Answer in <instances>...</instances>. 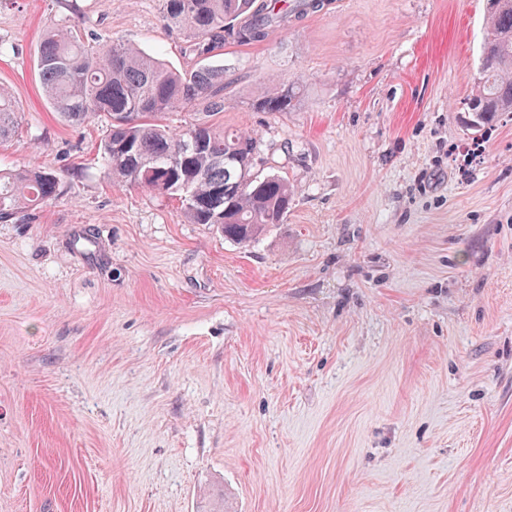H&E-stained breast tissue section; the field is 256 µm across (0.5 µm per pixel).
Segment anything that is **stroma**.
<instances>
[{
  "label": "stroma",
  "mask_w": 512,
  "mask_h": 512,
  "mask_svg": "<svg viewBox=\"0 0 512 512\" xmlns=\"http://www.w3.org/2000/svg\"><path fill=\"white\" fill-rule=\"evenodd\" d=\"M484 0H323L225 41L218 124L297 189L250 246L113 184L46 33L195 61L162 0H0V512H512V112L482 136ZM301 85L288 112L251 103ZM18 114L11 96L0 89V142L15 134L18 128ZM58 190L59 178L50 172H0V220L53 199Z\"/></svg>",
  "instance_id": "35a3bbf8"
}]
</instances>
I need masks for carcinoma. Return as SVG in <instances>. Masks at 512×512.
<instances>
[{
  "mask_svg": "<svg viewBox=\"0 0 512 512\" xmlns=\"http://www.w3.org/2000/svg\"><path fill=\"white\" fill-rule=\"evenodd\" d=\"M163 20L189 34L196 66L178 71L145 51L115 41L90 45L71 32L50 33L40 45L38 72L50 104L68 123L102 118L101 151L119 185L178 200L192 224H216L244 247L285 223L294 191L287 180L256 170L259 141L208 120L173 128L166 116L200 107L224 111V40L241 45L266 39L321 6L319 0H162ZM475 91L466 99L470 128L481 131L512 112V0H487ZM301 88L277 80L252 102L257 112H287ZM18 128L11 96L0 89V142ZM50 172H0V220L57 196Z\"/></svg>",
  "mask_w": 512,
  "mask_h": 512,
  "instance_id": "1",
  "label": "carcinoma"
}]
</instances>
